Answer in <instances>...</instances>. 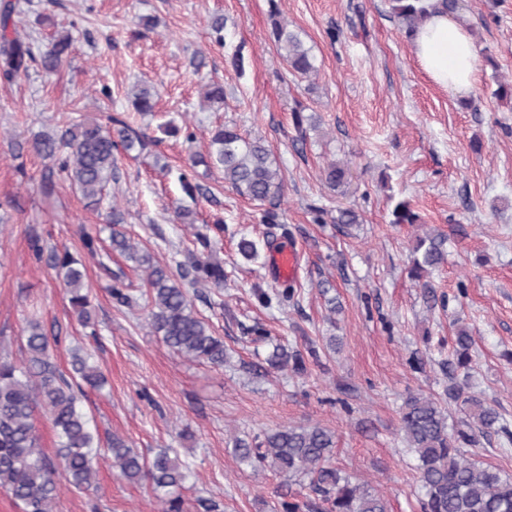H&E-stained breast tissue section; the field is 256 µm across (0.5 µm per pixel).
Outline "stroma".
Instances as JSON below:
<instances>
[{"instance_id": "obj_1", "label": "stroma", "mask_w": 512, "mask_h": 512, "mask_svg": "<svg viewBox=\"0 0 512 512\" xmlns=\"http://www.w3.org/2000/svg\"><path fill=\"white\" fill-rule=\"evenodd\" d=\"M274 6L310 48L316 75H293L283 63L271 37ZM459 14L481 57L465 100L429 79L387 0H30L14 18L20 35L43 44L69 29L75 42L58 73L34 67L0 84V357H20L31 319L59 336L63 371L71 369L70 349L91 350L108 383L89 391L84 410L100 434L141 454L178 450L193 472L185 512H200L201 497L219 512H275L284 475L240 462L233 440L315 424L336 436L334 464L382 493L390 512H423L400 412L412 394L443 398L457 326L474 338L468 393L512 425V104L494 96L512 83V0H460ZM219 15L220 45L211 30ZM144 16L156 20L154 29L141 30ZM237 52L239 70L231 64ZM200 56L206 65L194 68ZM212 80L224 84L223 107L203 99ZM137 83L158 91L155 116L134 114L126 94ZM298 102L313 123L303 135L292 119ZM116 114L157 141L150 154L122 158L110 189L131 244L172 271L204 233L224 263L223 287L198 284L193 300L224 340V366L173 352L153 335L143 306L111 298L113 276L137 296L146 272L113 251L103 217L66 175L54 174L45 188L49 160L13 149L64 117L103 125ZM221 123L263 139L276 158L284 177L276 223H261L260 207L225 184L219 167L195 168L210 197L183 192L180 168L189 155L208 156L209 132ZM186 127L193 143L184 140ZM333 161L350 168L335 190L325 181ZM396 199L410 202L419 224H392ZM314 206L353 209L361 222L345 233L313 223ZM180 208L193 223H179ZM430 229L448 236V262L428 277L433 304L407 271L416 237ZM34 235L82 259L94 330L75 321L63 284L34 259ZM86 235L95 255L83 247ZM244 238L256 243L257 258L240 254ZM289 244L298 272L284 279L270 256ZM288 286L294 298L275 300ZM261 292L271 294L269 304L259 303ZM334 302L341 312L331 313ZM257 324L268 341L252 342L248 330ZM277 343L316 346L320 359L306 361L301 374L272 368ZM466 452L512 477L511 441L481 436ZM93 500L99 512H161L149 483L126 482L108 458L95 490L62 488L54 512H90Z\"/></svg>"}]
</instances>
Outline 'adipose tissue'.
<instances>
[{"label":"adipose tissue","mask_w":512,"mask_h":512,"mask_svg":"<svg viewBox=\"0 0 512 512\" xmlns=\"http://www.w3.org/2000/svg\"><path fill=\"white\" fill-rule=\"evenodd\" d=\"M426 14L410 38L413 54L440 88L465 98L474 93L478 55L469 29L442 11L437 0H424Z\"/></svg>","instance_id":"ef3b65f1"}]
</instances>
